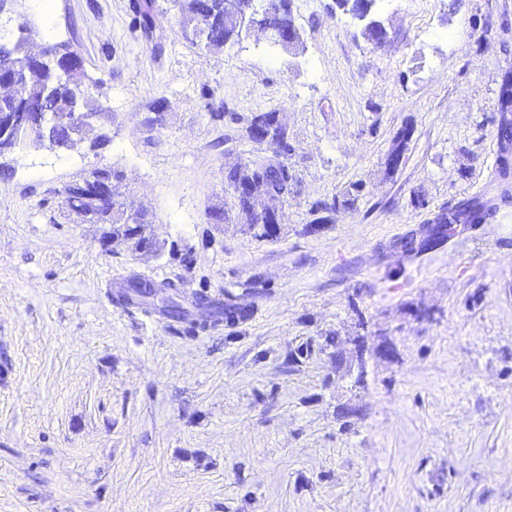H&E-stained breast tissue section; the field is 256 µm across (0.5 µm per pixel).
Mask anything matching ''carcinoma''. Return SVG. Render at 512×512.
I'll list each match as a JSON object with an SVG mask.
<instances>
[{
	"label": "carcinoma",
	"mask_w": 512,
	"mask_h": 512,
	"mask_svg": "<svg viewBox=\"0 0 512 512\" xmlns=\"http://www.w3.org/2000/svg\"><path fill=\"white\" fill-rule=\"evenodd\" d=\"M181 16V36L193 45L211 50H221L240 43L243 27L224 17V0H171ZM343 11L357 17L371 11L368 0H339ZM135 13L134 26L143 37H156L157 15L154 0H136L133 4ZM28 36L25 29H20V35L11 43L0 42V76L16 68L24 66L28 60ZM52 62L50 71L30 76L27 84L22 87L23 93L18 97H5L0 101L1 112H25L33 126H38L43 116L55 115L62 118L72 111L75 95L89 94L88 76L85 71H75L68 77L57 74L56 64L68 61L77 56L70 45L56 43L51 45ZM501 102V118H499L498 139L499 153L497 174L493 189L486 195L477 198L464 199L450 209H441L433 219L429 220L432 227L429 231L434 235V242L440 244L446 241L457 224H485L492 219L500 205L512 200V72H505L499 90ZM206 109L211 119L220 121L226 116L224 100L208 91L204 94ZM265 124L277 131L275 144L277 155L288 156L292 147L288 142V132L278 124L275 112H258L252 115L247 134L253 129ZM113 176L112 170L95 168L83 182L65 188V194L70 209L80 215L90 224H111L116 233H123L130 240H136V245L146 243L136 228L126 224L124 215L116 213L107 200L102 196L105 181ZM246 176L257 182L265 183L270 190L291 194L296 185V177L289 165L277 159L266 164L256 165L251 169L232 167L224 174V182L233 183ZM355 199L346 193L343 197H334L332 202H317L312 210L333 211L339 207L350 208ZM146 279L133 274L125 279L123 288L111 294L112 301L121 306H136L153 310L172 320H181L188 316V311L179 302V285L167 281L153 283L154 297L146 298L140 291V285ZM196 306L200 317L199 325L207 326L209 322L224 320L234 323L246 319L249 312L229 301L210 297L206 294L196 296Z\"/></svg>",
	"instance_id": "obj_1"
}]
</instances>
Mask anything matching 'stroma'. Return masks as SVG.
Listing matches in <instances>:
<instances>
[{
	"label": "stroma",
	"instance_id": "1",
	"mask_svg": "<svg viewBox=\"0 0 512 512\" xmlns=\"http://www.w3.org/2000/svg\"><path fill=\"white\" fill-rule=\"evenodd\" d=\"M132 3L53 0L45 20L0 0L1 31L77 50L109 137L52 150L28 134L4 157L0 512H512V202L441 246H399L493 173L512 0H376L383 44L334 0H292L297 50L220 52L181 37L170 0L161 45L142 39ZM206 89L230 119L210 120ZM270 109L297 187L259 238L224 171L271 156L246 134ZM95 168L145 212L152 251L71 213L65 187ZM132 274L250 316L202 330L115 305ZM275 114V111L254 113L250 119L249 125L247 126L246 132L248 136L251 137L253 129L259 124L273 126L277 131V136L275 139V144L277 145L278 149L277 155H284L285 157H288L292 151V147L288 142V132L285 128L278 124Z\"/></svg>",
	"mask_w": 512,
	"mask_h": 512
}]
</instances>
